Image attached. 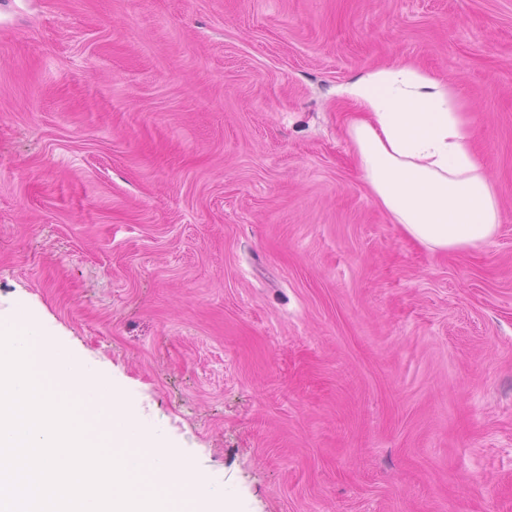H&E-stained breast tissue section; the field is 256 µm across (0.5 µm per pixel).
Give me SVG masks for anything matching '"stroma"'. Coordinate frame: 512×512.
I'll list each match as a JSON object with an SVG mask.
<instances>
[{
    "mask_svg": "<svg viewBox=\"0 0 512 512\" xmlns=\"http://www.w3.org/2000/svg\"><path fill=\"white\" fill-rule=\"evenodd\" d=\"M452 82L501 206L434 253L347 85ZM244 512H512V0H0V302Z\"/></svg>",
    "mask_w": 512,
    "mask_h": 512,
    "instance_id": "35a3bbf8",
    "label": "stroma"
}]
</instances>
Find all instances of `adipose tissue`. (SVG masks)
<instances>
[{
    "mask_svg": "<svg viewBox=\"0 0 512 512\" xmlns=\"http://www.w3.org/2000/svg\"><path fill=\"white\" fill-rule=\"evenodd\" d=\"M344 134L392 223L433 252L477 250L500 225L491 173L476 157L451 83L411 64L373 70L345 90Z\"/></svg>",
    "mask_w": 512,
    "mask_h": 512,
    "instance_id": "obj_1",
    "label": "adipose tissue"
}]
</instances>
